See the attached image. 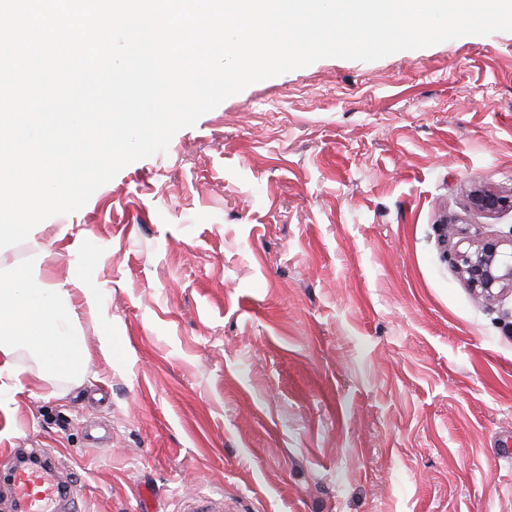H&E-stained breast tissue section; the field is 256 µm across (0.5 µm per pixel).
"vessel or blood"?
Masks as SVG:
<instances>
[{
  "mask_svg": "<svg viewBox=\"0 0 512 512\" xmlns=\"http://www.w3.org/2000/svg\"><path fill=\"white\" fill-rule=\"evenodd\" d=\"M6 458L0 494L9 497L13 512H77L67 478L52 455L41 448H12Z\"/></svg>",
  "mask_w": 512,
  "mask_h": 512,
  "instance_id": "b4317fda",
  "label": "vessel or blood"
}]
</instances>
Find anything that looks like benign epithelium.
<instances>
[{"mask_svg":"<svg viewBox=\"0 0 512 512\" xmlns=\"http://www.w3.org/2000/svg\"><path fill=\"white\" fill-rule=\"evenodd\" d=\"M471 203L489 212L512 207V199L489 189L474 190ZM441 236L448 246L449 260L477 297L490 300L512 291V262L506 252V247H512V235L503 239L485 236L468 225L444 224Z\"/></svg>","mask_w":512,"mask_h":512,"instance_id":"obj_1","label":"benign epithelium"}]
</instances>
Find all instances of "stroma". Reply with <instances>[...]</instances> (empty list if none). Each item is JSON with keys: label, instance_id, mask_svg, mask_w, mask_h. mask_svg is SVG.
Masks as SVG:
<instances>
[{"label": "stroma", "instance_id": "stroma-1", "mask_svg": "<svg viewBox=\"0 0 512 512\" xmlns=\"http://www.w3.org/2000/svg\"><path fill=\"white\" fill-rule=\"evenodd\" d=\"M477 187L512 195V32L249 85L0 249L103 297L78 381L0 376V453L50 449L78 512H512V293L439 236L512 234Z\"/></svg>", "mask_w": 512, "mask_h": 512}]
</instances>
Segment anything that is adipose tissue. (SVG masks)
Returning <instances> with one entry per match:
<instances>
[{"instance_id": "ef3b65f1", "label": "adipose tissue", "mask_w": 512, "mask_h": 512, "mask_svg": "<svg viewBox=\"0 0 512 512\" xmlns=\"http://www.w3.org/2000/svg\"><path fill=\"white\" fill-rule=\"evenodd\" d=\"M41 260L36 252L25 265L0 271V372H15L16 354L26 350L50 376L75 380L91 355L74 328L77 308L71 291L80 290L82 307L93 316L100 312L101 297L74 278L43 283L36 274Z\"/></svg>"}]
</instances>
